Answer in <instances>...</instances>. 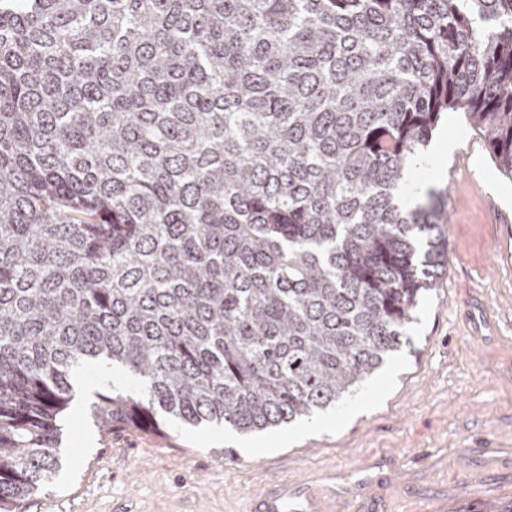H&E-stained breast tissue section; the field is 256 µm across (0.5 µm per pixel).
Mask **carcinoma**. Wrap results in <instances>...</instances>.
<instances>
[{
  "instance_id": "1",
  "label": "carcinoma",
  "mask_w": 512,
  "mask_h": 512,
  "mask_svg": "<svg viewBox=\"0 0 512 512\" xmlns=\"http://www.w3.org/2000/svg\"><path fill=\"white\" fill-rule=\"evenodd\" d=\"M464 113L512 177V0H0V512L60 467L72 369L104 429L262 431L401 349ZM110 379L112 380L108 382ZM98 380L99 382L102 383H108L97 386L95 388V390H97L96 392L100 391L102 393H106L112 390V385L114 386V388L132 391V393H135L136 390L138 389V385L135 383L132 384L128 382L123 374L114 372L112 376V369L108 365H99Z\"/></svg>"
}]
</instances>
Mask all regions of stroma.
<instances>
[{"mask_svg":"<svg viewBox=\"0 0 512 512\" xmlns=\"http://www.w3.org/2000/svg\"><path fill=\"white\" fill-rule=\"evenodd\" d=\"M450 156L413 168L447 189L444 267L388 357L336 408L241 434L216 425L98 428L73 401L61 424L63 470L26 512H249L268 480H303L338 512L324 479L379 475V512H481L512 499V178L463 113L435 128Z\"/></svg>","mask_w":512,"mask_h":512,"instance_id":"1","label":"stroma"}]
</instances>
